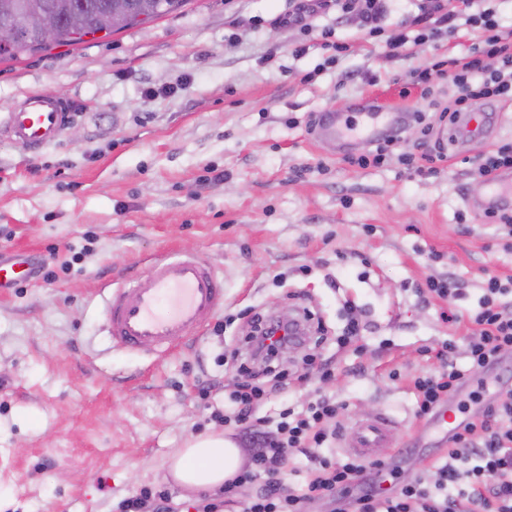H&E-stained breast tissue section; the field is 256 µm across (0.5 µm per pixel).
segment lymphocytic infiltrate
<instances>
[{
    "instance_id": "f902f5d3",
    "label": "lymphocytic infiltrate",
    "mask_w": 512,
    "mask_h": 512,
    "mask_svg": "<svg viewBox=\"0 0 512 512\" xmlns=\"http://www.w3.org/2000/svg\"><path fill=\"white\" fill-rule=\"evenodd\" d=\"M484 2L459 0L446 9L434 4L420 8L410 20L414 26L430 24L434 37L444 33L455 38L462 17L481 24L487 33L482 44L473 46L470 60L450 74L455 92L440 112L441 121L449 125L476 103L512 102V42H504L499 23L492 11L484 9ZM351 8L357 9L370 33H378L384 0H296L287 22L297 25L312 14ZM492 58L500 59V68H489ZM470 321L474 331L467 341L469 364L474 369H492L504 351H512V277L504 281L488 277ZM237 372L241 380L234 400L240 409L234 423L250 436L251 459L225 483L223 498L204 504L203 512H224L238 488L264 476L270 479L268 493L250 502L244 512H304L307 505L318 502L328 504L331 512H512L511 387L492 388L482 381L476 389L465 391L466 377L453 367L416 381L417 417H433L443 406L463 416L448 431V448L434 481L420 476L389 485L385 478L395 474V462L318 455L312 457L305 482L295 492L283 488L279 474L290 466L293 452L323 447L333 437L329 424L340 407L321 398L294 419L285 411L275 420L252 418L266 389L256 382L248 360H241ZM488 395L494 409L473 415L472 406Z\"/></svg>"
}]
</instances>
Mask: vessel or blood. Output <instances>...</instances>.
Listing matches in <instances>:
<instances>
[{"label":"vessel or blood","instance_id":"b4317fda","mask_svg":"<svg viewBox=\"0 0 512 512\" xmlns=\"http://www.w3.org/2000/svg\"><path fill=\"white\" fill-rule=\"evenodd\" d=\"M364 115L367 123L359 134L365 140L396 120L395 113L377 105L365 109ZM71 117L67 102L32 94L0 113V132L38 149L59 140ZM31 273L27 260H0V288L13 287ZM223 306V281L206 260L166 257L152 262L145 275L113 289L104 312L105 329L115 346L164 352L179 338L199 336L204 317ZM392 434L389 418L360 423L344 448L346 453L369 458L388 447Z\"/></svg>","mask_w":512,"mask_h":512}]
</instances>
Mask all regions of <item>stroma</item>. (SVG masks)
I'll return each instance as SVG.
<instances>
[{
	"instance_id": "35a3bbf8",
	"label": "stroma",
	"mask_w": 512,
	"mask_h": 512,
	"mask_svg": "<svg viewBox=\"0 0 512 512\" xmlns=\"http://www.w3.org/2000/svg\"><path fill=\"white\" fill-rule=\"evenodd\" d=\"M416 0H400L379 36L351 14L285 24L292 0H191L182 12L0 63V113L52 92L75 114L61 140L34 151L0 135V256L51 271L0 289V512H117L142 487L169 490L179 512L198 492L174 486L170 458L213 421L236 381L225 353L250 311L303 306L321 316L332 382L267 379L260 413L318 396L342 403L345 430L386 416L397 424L381 459L406 482L434 462L441 434L414 416L416 377L455 341L469 382L466 323L421 298L428 277L453 273L457 310L474 308L486 274L512 276V251L478 215L486 187L467 172L493 145L512 142V104L489 107L495 130L455 147L429 176L410 173L420 130L405 129L384 163L360 167L366 142L321 135L309 121L368 98L436 113L410 81L439 58L468 55L482 34L462 25L449 42L386 45ZM344 53L319 50L324 37ZM307 53H300V46ZM204 257L224 280V306L202 337L162 354L112 345L103 327L110 289L171 255ZM358 345L339 346L348 315Z\"/></svg>"
}]
</instances>
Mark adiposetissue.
Masks as SVG:
<instances>
[{
	"label": "adipose tissue",
	"mask_w": 512,
	"mask_h": 512,
	"mask_svg": "<svg viewBox=\"0 0 512 512\" xmlns=\"http://www.w3.org/2000/svg\"><path fill=\"white\" fill-rule=\"evenodd\" d=\"M245 465L243 451L223 432L190 437L169 463L173 481L187 489H216Z\"/></svg>",
	"instance_id": "obj_1"
}]
</instances>
